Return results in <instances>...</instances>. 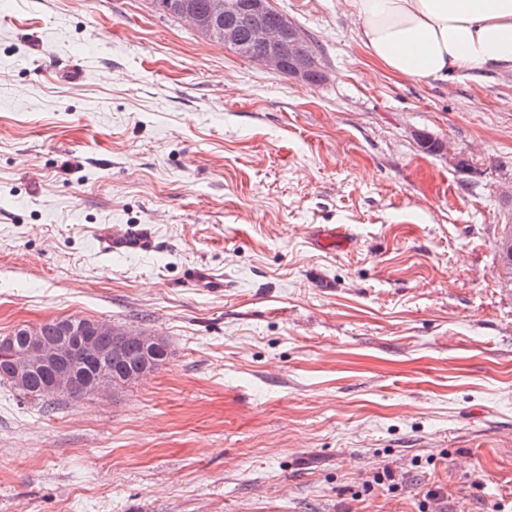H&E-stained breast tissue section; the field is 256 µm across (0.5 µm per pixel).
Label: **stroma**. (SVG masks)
Wrapping results in <instances>:
<instances>
[{"mask_svg": "<svg viewBox=\"0 0 512 512\" xmlns=\"http://www.w3.org/2000/svg\"><path fill=\"white\" fill-rule=\"evenodd\" d=\"M272 2L321 83L154 0H0V336L79 316L170 352L50 408L0 384V512H512V73L407 81L346 0ZM96 236L100 248L106 253L147 252L153 247L151 230L140 225L103 227Z\"/></svg>", "mask_w": 512, "mask_h": 512, "instance_id": "35a3bbf8", "label": "stroma"}]
</instances>
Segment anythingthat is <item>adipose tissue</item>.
<instances>
[{
  "label": "adipose tissue",
  "instance_id": "adipose-tissue-1",
  "mask_svg": "<svg viewBox=\"0 0 512 512\" xmlns=\"http://www.w3.org/2000/svg\"><path fill=\"white\" fill-rule=\"evenodd\" d=\"M371 61L404 80L512 72V0H351Z\"/></svg>",
  "mask_w": 512,
  "mask_h": 512
}]
</instances>
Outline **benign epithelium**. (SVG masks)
<instances>
[{"mask_svg": "<svg viewBox=\"0 0 512 512\" xmlns=\"http://www.w3.org/2000/svg\"><path fill=\"white\" fill-rule=\"evenodd\" d=\"M269 2L250 0V21L245 27L237 17L233 0H208L205 9L200 11L185 7L179 16L199 31L221 26L224 45L235 48L249 61L266 69L276 72L286 70L289 76L307 83L318 68L316 60L304 49L307 37L284 16L279 18L276 25H268L264 16ZM60 333L57 340L48 343L43 338L41 326L27 325L23 332L24 341L20 344L15 343L11 335L0 337V349L3 350L16 387H25L32 373L45 372L47 380L39 392V398L54 400L65 396L74 383L69 346L72 336L77 337L79 356L88 364H98L104 358L103 336L112 337L114 361L121 358L124 349L131 343L156 354L163 350L162 338L154 333L127 330L100 321L76 326L66 320L60 324ZM88 388L91 395L103 396L117 393L121 386L114 385L110 377L101 374L90 378Z\"/></svg>", "mask_w": 512, "mask_h": 512, "instance_id": "7a95c632", "label": "benign epithelium"}]
</instances>
